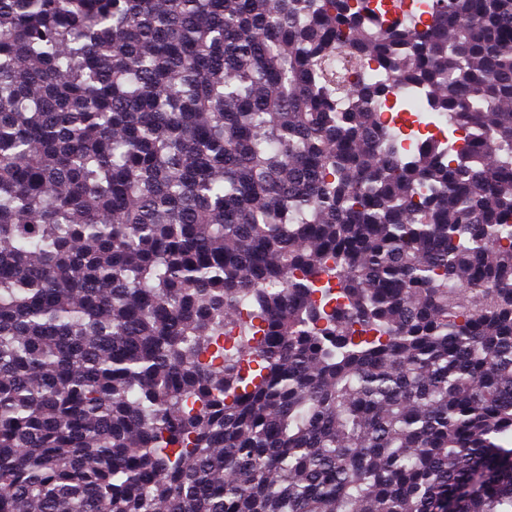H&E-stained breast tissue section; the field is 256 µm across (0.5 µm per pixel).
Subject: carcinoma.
<instances>
[{
	"label": "carcinoma",
	"instance_id": "cac0c4a2",
	"mask_svg": "<svg viewBox=\"0 0 512 512\" xmlns=\"http://www.w3.org/2000/svg\"><path fill=\"white\" fill-rule=\"evenodd\" d=\"M403 2L0 0V512H512V0Z\"/></svg>",
	"mask_w": 512,
	"mask_h": 512
}]
</instances>
